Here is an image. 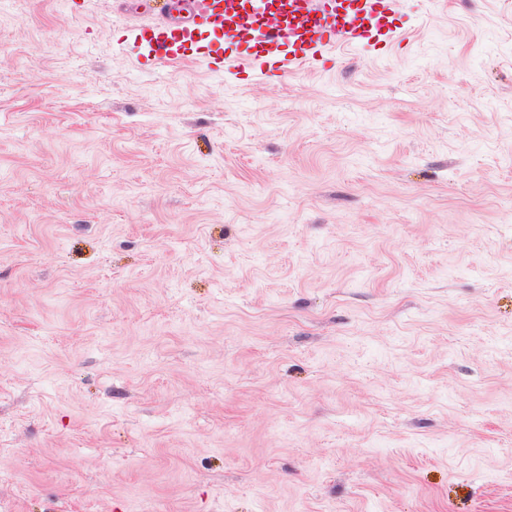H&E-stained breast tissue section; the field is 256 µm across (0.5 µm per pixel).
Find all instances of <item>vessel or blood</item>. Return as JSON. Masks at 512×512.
Returning <instances> with one entry per match:
<instances>
[{"mask_svg": "<svg viewBox=\"0 0 512 512\" xmlns=\"http://www.w3.org/2000/svg\"><path fill=\"white\" fill-rule=\"evenodd\" d=\"M172 6L177 13L174 28L151 39L156 59L180 60L179 43L186 41L192 30L202 28L217 38L241 40L236 51L223 59L212 56L207 46H197V57L210 70L237 73L247 69L254 81L265 82L275 72L323 62L326 52L340 42L370 48L371 25L385 27L389 37H396L393 20L399 0H281L279 18L273 23L250 14V0H173ZM286 43L295 45V52L275 57V50Z\"/></svg>", "mask_w": 512, "mask_h": 512, "instance_id": "obj_1", "label": "vessel or blood"}]
</instances>
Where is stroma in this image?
<instances>
[{
    "label": "stroma",
    "mask_w": 512,
    "mask_h": 512,
    "mask_svg": "<svg viewBox=\"0 0 512 512\" xmlns=\"http://www.w3.org/2000/svg\"><path fill=\"white\" fill-rule=\"evenodd\" d=\"M0 20V512H512V0L267 83Z\"/></svg>",
    "instance_id": "35a3bbf8"
}]
</instances>
